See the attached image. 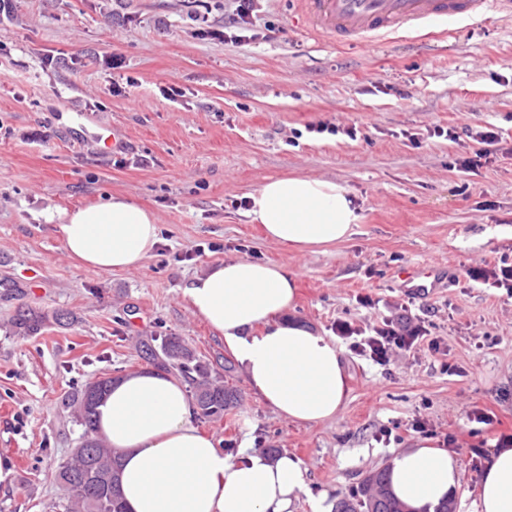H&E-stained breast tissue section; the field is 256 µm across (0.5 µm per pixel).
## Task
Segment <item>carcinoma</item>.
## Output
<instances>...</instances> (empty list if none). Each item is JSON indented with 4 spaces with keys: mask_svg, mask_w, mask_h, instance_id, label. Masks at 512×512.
Instances as JSON below:
<instances>
[{
    "mask_svg": "<svg viewBox=\"0 0 512 512\" xmlns=\"http://www.w3.org/2000/svg\"><path fill=\"white\" fill-rule=\"evenodd\" d=\"M60 314L50 316L34 310H19L12 319L18 336H37L53 322L62 324ZM139 353L151 364L172 369L188 384L200 419L221 421L239 405L240 395L224 381L212 362L173 334L154 336L139 345ZM112 386V376L102 374L85 383L67 398L76 423L82 427L77 448L56 469V480L67 495L65 512H127L119 491L116 453L95 431V408L91 396L103 397ZM336 512H407L394 498L387 483V469L370 473L360 489L336 502Z\"/></svg>",
    "mask_w": 512,
    "mask_h": 512,
    "instance_id": "1",
    "label": "carcinoma"
}]
</instances>
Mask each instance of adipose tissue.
Here are the masks:
<instances>
[{
  "instance_id": "1",
  "label": "adipose tissue",
  "mask_w": 512,
  "mask_h": 512,
  "mask_svg": "<svg viewBox=\"0 0 512 512\" xmlns=\"http://www.w3.org/2000/svg\"><path fill=\"white\" fill-rule=\"evenodd\" d=\"M248 215L265 237L299 252L351 238L359 216L346 188L312 177H280L249 193ZM154 213L112 196L62 211L57 232L67 255L96 272L130 271L159 241ZM190 315L206 323L242 367L249 389L289 422L331 419L347 396L335 341L289 319L297 277L271 261L231 257L183 290ZM184 385L144 368L116 380L95 412L96 431L121 453L120 490L129 512H294L308 483L296 457H269L245 445L236 455L202 434ZM393 494L411 512H435L462 481L457 457L420 445L388 463ZM473 512H512V448L490 456Z\"/></svg>"
}]
</instances>
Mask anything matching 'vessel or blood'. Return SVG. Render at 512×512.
<instances>
[{
    "label": "vessel or blood",
    "instance_id": "b4317fda",
    "mask_svg": "<svg viewBox=\"0 0 512 512\" xmlns=\"http://www.w3.org/2000/svg\"><path fill=\"white\" fill-rule=\"evenodd\" d=\"M308 28L334 41L376 47L402 30L449 25L486 15L489 5L512 13V0H295Z\"/></svg>",
    "mask_w": 512,
    "mask_h": 512
}]
</instances>
